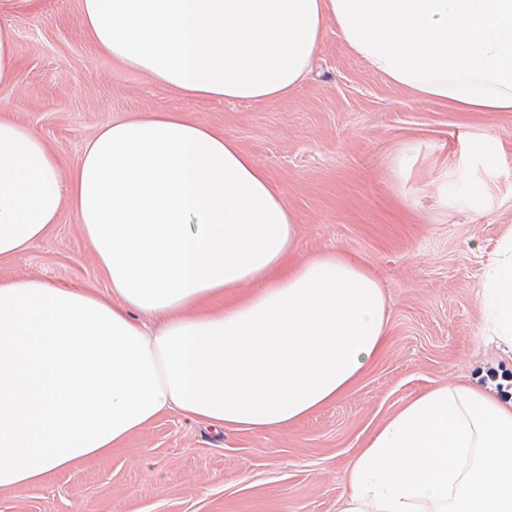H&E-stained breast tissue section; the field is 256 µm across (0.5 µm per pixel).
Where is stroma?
Returning <instances> with one entry per match:
<instances>
[{
	"instance_id": "obj_1",
	"label": "stroma",
	"mask_w": 512,
	"mask_h": 512,
	"mask_svg": "<svg viewBox=\"0 0 512 512\" xmlns=\"http://www.w3.org/2000/svg\"><path fill=\"white\" fill-rule=\"evenodd\" d=\"M0 25L18 59L0 115L38 132L63 168L112 119L185 113L269 173L297 217L298 258L343 250L389 300L383 354L333 405L274 431L221 435L170 413L106 457L0 489V512H338L351 460L406 399L443 383L512 386V350L486 336L480 299L512 230V112L412 98L332 28L308 78L258 103L189 100L102 57L81 0H0ZM26 277L111 294L68 206L0 264L1 281Z\"/></svg>"
}]
</instances>
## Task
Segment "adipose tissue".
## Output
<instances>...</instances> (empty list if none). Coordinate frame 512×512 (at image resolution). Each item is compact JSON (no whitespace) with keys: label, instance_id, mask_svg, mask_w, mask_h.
Returning a JSON list of instances; mask_svg holds the SVG:
<instances>
[{"label":"adipose tissue","instance_id":"ef3b65f1","mask_svg":"<svg viewBox=\"0 0 512 512\" xmlns=\"http://www.w3.org/2000/svg\"><path fill=\"white\" fill-rule=\"evenodd\" d=\"M102 56L183 97L302 83L328 27L389 82L456 112H512V0H81ZM76 213L111 298L0 283V489L41 484L175 411L276 430L347 394L381 354L386 296L346 252L295 260L297 218L235 139L181 112L107 124L71 171L0 117V261ZM249 294H242L245 284ZM512 347V235L486 272ZM340 512H512V398L442 384L351 462Z\"/></svg>","mask_w":512,"mask_h":512}]
</instances>
